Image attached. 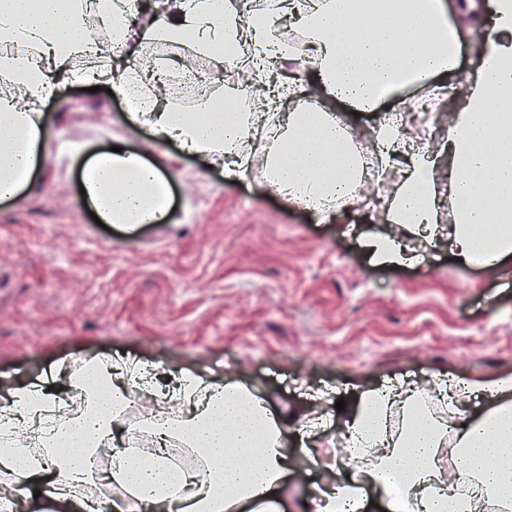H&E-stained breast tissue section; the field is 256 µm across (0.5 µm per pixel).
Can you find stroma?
Returning a JSON list of instances; mask_svg holds the SVG:
<instances>
[{
    "label": "stroma",
    "mask_w": 512,
    "mask_h": 512,
    "mask_svg": "<svg viewBox=\"0 0 512 512\" xmlns=\"http://www.w3.org/2000/svg\"><path fill=\"white\" fill-rule=\"evenodd\" d=\"M41 110L51 159L0 201V384L122 357L166 378L235 374L292 417L310 410L303 381L350 403L397 382L512 371V259L489 274L436 245L378 262L361 238L387 224L289 204L262 153L230 177L155 142L104 90L72 86ZM116 138L164 170L166 221L104 228L83 206L80 169Z\"/></svg>",
    "instance_id": "obj_1"
}]
</instances>
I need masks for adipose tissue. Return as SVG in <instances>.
<instances>
[{"instance_id":"obj_1","label":"adipose tissue","mask_w":512,"mask_h":512,"mask_svg":"<svg viewBox=\"0 0 512 512\" xmlns=\"http://www.w3.org/2000/svg\"><path fill=\"white\" fill-rule=\"evenodd\" d=\"M477 0H261L242 37L249 63L264 72L268 51L292 59L290 41L269 45L274 23L298 12L313 49L312 88L318 107L299 111L303 86L255 87L252 101L266 108L265 125L249 112L224 111L225 74L212 96L187 112L167 93L164 81H147L138 67L127 77L141 91L134 121L158 141L177 142L189 153L246 174L257 146L266 149L268 182L290 201L329 220L358 209L357 167H345L350 127L328 112L341 104L374 111L409 85L429 88L424 106L435 109L454 70L464 26L454 16L477 11ZM488 24L470 48L483 62L480 75L456 84L445 141L420 133L405 136L393 120L370 133L380 168L403 163V179L384 217L392 229L366 239L372 257L404 263L416 257L407 245L414 235L447 246L475 267L495 268L512 256V0H492ZM95 14L113 43L128 40L131 22L122 0H0V78L12 91L0 97V199L15 197L29 175L50 156L40 101L67 84L112 85L104 60L75 66L88 55L86 18ZM154 19L140 32L141 44L191 40L194 54L224 59L214 44L224 38L222 0H157ZM362 24L365 37L352 38L345 22ZM448 157L449 198L440 201L435 158ZM82 202L110 224H150L167 215V181L160 169L129 151H102L82 171ZM63 386L80 402L63 401L47 384L0 388V512H33L46 501L50 512H91L95 490L114 484L134 488L135 503L117 499L115 512H282L289 477L299 460L318 466L326 478L337 466L349 476L326 481L303 512H364L368 493L380 494L386 512H512L501 496L512 483V373L489 379L441 378L431 389L401 385L368 390L346 406V420L332 450H318L320 416L312 412L288 422L250 388L226 376L223 385L186 372L172 385L145 383L129 360H93L66 376ZM173 405L170 414L126 422L133 387ZM491 408L463 425H449L477 396ZM301 446L289 449L288 436ZM146 437L192 449L207 474L168 466L162 457L144 460L128 442ZM112 459L109 471H91L95 457ZM451 469H444V462Z\"/></svg>"}]
</instances>
